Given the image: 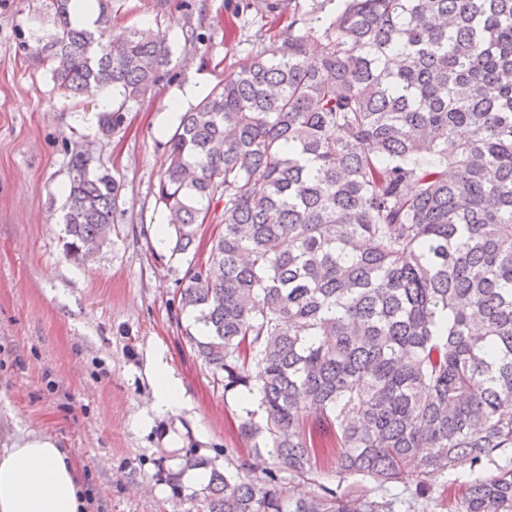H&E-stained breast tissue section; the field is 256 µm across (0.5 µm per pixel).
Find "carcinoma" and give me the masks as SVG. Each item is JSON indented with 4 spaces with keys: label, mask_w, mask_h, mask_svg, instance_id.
I'll list each match as a JSON object with an SVG mask.
<instances>
[{
    "label": "carcinoma",
    "mask_w": 512,
    "mask_h": 512,
    "mask_svg": "<svg viewBox=\"0 0 512 512\" xmlns=\"http://www.w3.org/2000/svg\"><path fill=\"white\" fill-rule=\"evenodd\" d=\"M47 2L42 58L66 98L112 90L109 136L164 79L167 38L134 28L103 45L112 0ZM265 10L286 30L182 113L158 195L174 255L206 221L223 227L178 307L224 393L256 397L237 427L251 459L188 458L204 480L166 482L194 512H396L390 485L410 477L423 495L466 468L452 512H512V457L496 460L512 451V0ZM91 162L74 156L64 189L66 250L84 262L121 195ZM266 452L291 479L327 459L384 494L320 484L294 500Z\"/></svg>",
    "instance_id": "carcinoma-1"
}]
</instances>
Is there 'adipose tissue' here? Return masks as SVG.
<instances>
[{"label":"adipose tissue","instance_id":"1","mask_svg":"<svg viewBox=\"0 0 512 512\" xmlns=\"http://www.w3.org/2000/svg\"><path fill=\"white\" fill-rule=\"evenodd\" d=\"M80 470L56 439L34 432L0 450V512H84Z\"/></svg>","mask_w":512,"mask_h":512}]
</instances>
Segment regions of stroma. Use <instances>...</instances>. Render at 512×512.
Here are the masks:
<instances>
[{
  "label": "stroma",
  "mask_w": 512,
  "mask_h": 512,
  "mask_svg": "<svg viewBox=\"0 0 512 512\" xmlns=\"http://www.w3.org/2000/svg\"><path fill=\"white\" fill-rule=\"evenodd\" d=\"M262 0H112L111 29L166 35V78L128 105L123 126L98 130V98L59 95L36 52L51 31L44 0H0V449L34 431L70 449L86 512H188L163 481L186 457L223 467L237 437L241 395L225 393L188 341L191 315L175 297L190 258L157 242L166 142L179 115L164 101L194 83L209 93L286 20ZM195 31L194 46L184 35ZM122 186L108 243L82 262L68 256L64 188L75 148ZM184 391L174 414L152 411L155 361Z\"/></svg>",
  "instance_id": "stroma-1"
}]
</instances>
